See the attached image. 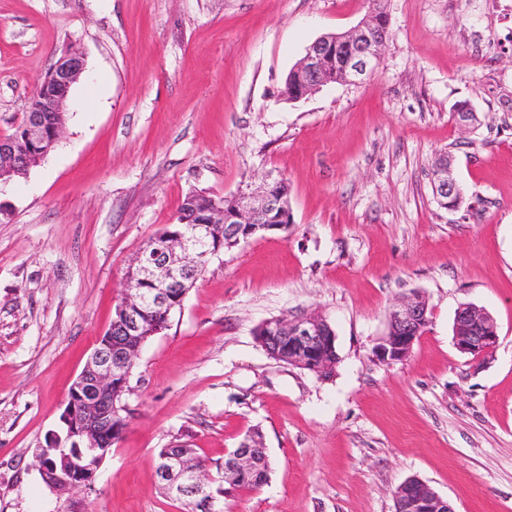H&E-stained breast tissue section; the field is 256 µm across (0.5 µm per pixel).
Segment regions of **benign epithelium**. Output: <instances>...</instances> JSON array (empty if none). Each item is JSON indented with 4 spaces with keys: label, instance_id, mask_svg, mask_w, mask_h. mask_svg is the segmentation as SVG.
<instances>
[{
    "label": "benign epithelium",
    "instance_id": "obj_1",
    "mask_svg": "<svg viewBox=\"0 0 512 512\" xmlns=\"http://www.w3.org/2000/svg\"><path fill=\"white\" fill-rule=\"evenodd\" d=\"M385 41L383 30L364 19L346 32L315 40L295 66V72L305 92L321 89L326 85L322 72L329 48L349 43L353 51L343 59L344 82L360 84L380 64ZM84 71V57L72 50L64 53L50 68L26 110L24 128L28 140L43 143L49 138L51 142L34 156H21L11 140L0 138V185L8 184L20 169L40 163L57 145L64 132L70 90ZM280 184L281 177L269 172L258 187H248L235 193V202L229 209L224 207L223 200H212L205 211L203 223L231 225L224 235L233 245L251 237L259 229H282L280 224H266L274 214L284 218L292 215L288 199L278 191ZM433 187L442 206L448 204V199L456 193L458 184L448 160H443L436 168ZM203 239V234L196 231L180 235L150 255L140 253L130 266L127 279L150 283L152 288L144 294L137 288L123 289L114 324L122 329L125 338L117 341L110 336L100 337L97 347L72 384L60 418L67 429V437L77 438L75 446L85 448L93 463L83 466L73 461L59 469L40 468L43 481L52 490L74 493L92 486L105 458L98 453L104 445L103 437L112 434V418L127 412L128 405L123 402L122 395L124 387L129 385L141 346L165 330L163 324L142 323V315L149 311L170 315L175 307V302L169 297L170 289L176 285L185 289L191 287L194 270L204 265L209 255L202 249ZM427 322L428 306L423 299H401L390 313L387 334L374 348L376 358L387 364L405 360ZM264 331L288 340L286 363L317 376L332 366L330 357L335 333L323 317L311 314L274 317L265 321L257 334ZM453 342L459 352L481 358L498 342L496 323L485 309L472 303L463 304L456 312ZM260 447L259 440L251 437L229 454L224 460V481L232 484L241 472L255 468L253 449ZM156 475L174 498L187 497L208 503L212 477L202 461L193 463L188 460L184 443L174 442L163 449L157 457ZM394 497L396 512H454L448 501L419 479L404 482Z\"/></svg>",
    "mask_w": 512,
    "mask_h": 512
}]
</instances>
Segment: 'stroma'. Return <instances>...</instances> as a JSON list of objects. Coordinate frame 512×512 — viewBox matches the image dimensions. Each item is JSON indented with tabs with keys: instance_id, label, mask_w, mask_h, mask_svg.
<instances>
[{
	"instance_id": "1",
	"label": "stroma",
	"mask_w": 512,
	"mask_h": 512,
	"mask_svg": "<svg viewBox=\"0 0 512 512\" xmlns=\"http://www.w3.org/2000/svg\"><path fill=\"white\" fill-rule=\"evenodd\" d=\"M389 39L360 85L290 101L318 37L369 0H0V136L69 48L86 69L65 132L0 189V512H184L155 474L178 438L212 463L260 433L271 469L223 512H395L416 477L454 512H512V0H385ZM468 103L479 124L454 113ZM466 203L442 208L433 161ZM288 184L293 222L210 259L141 349L132 414L92 489L50 491L34 461L108 329L137 255L184 197ZM429 321L377 360L401 297ZM464 303L498 342L460 353ZM321 314L332 377L270 358L265 320Z\"/></svg>"
}]
</instances>
